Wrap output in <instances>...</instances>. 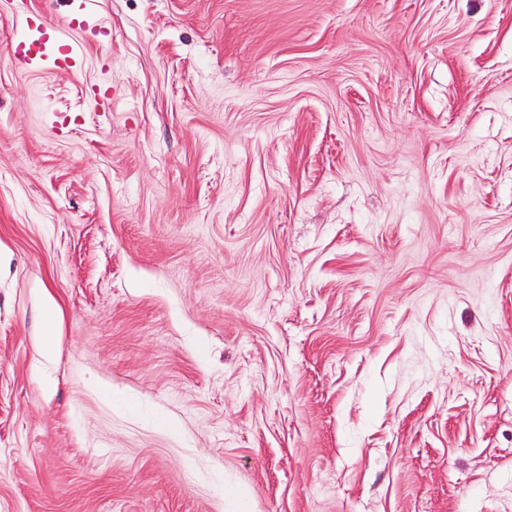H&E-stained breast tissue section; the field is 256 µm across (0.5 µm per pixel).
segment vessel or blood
I'll use <instances>...</instances> for the list:
<instances>
[{
  "instance_id": "vessel-or-blood-1",
  "label": "vessel or blood",
  "mask_w": 512,
  "mask_h": 512,
  "mask_svg": "<svg viewBox=\"0 0 512 512\" xmlns=\"http://www.w3.org/2000/svg\"><path fill=\"white\" fill-rule=\"evenodd\" d=\"M82 22L71 18L53 26L50 36L36 41L19 36L13 54L14 61L26 68H42L50 71L73 70L83 53L76 39V31Z\"/></svg>"
}]
</instances>
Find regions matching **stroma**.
<instances>
[{
	"mask_svg": "<svg viewBox=\"0 0 512 512\" xmlns=\"http://www.w3.org/2000/svg\"><path fill=\"white\" fill-rule=\"evenodd\" d=\"M95 20L0 0V512H512V0ZM84 22L73 17L61 25L53 26L52 35L40 41H30L22 34L14 42V61L25 68L72 71L83 53V47L75 34Z\"/></svg>",
	"mask_w": 512,
	"mask_h": 512,
	"instance_id": "1",
	"label": "stroma"
}]
</instances>
